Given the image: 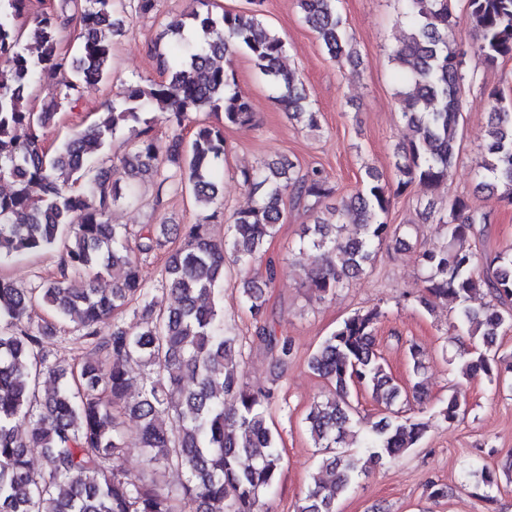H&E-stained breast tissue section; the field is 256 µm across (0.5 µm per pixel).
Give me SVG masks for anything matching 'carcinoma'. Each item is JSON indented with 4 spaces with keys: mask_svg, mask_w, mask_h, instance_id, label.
Returning <instances> with one entry per match:
<instances>
[{
    "mask_svg": "<svg viewBox=\"0 0 512 512\" xmlns=\"http://www.w3.org/2000/svg\"><path fill=\"white\" fill-rule=\"evenodd\" d=\"M71 13L30 15L31 0H0V263L45 251L57 256L56 272L30 288L0 276V512H269L266 495L282 466L277 434L269 424L271 388H250L236 373V338L224 324V275L243 271L239 294L255 333L277 365L288 361L292 343L276 335L266 318L267 289L279 271L268 244L283 223L284 195L310 212L313 223L300 237L311 263L305 283L320 298L333 296L363 274L382 242L399 238L387 222L394 198L414 182L435 187L448 180L461 147V87L474 78L465 72L454 47L457 20L452 0H404L412 29L391 54L402 115L414 136L395 155L396 181L367 172L368 181L336 204L320 209L335 193L322 170H294L291 161L264 162L239 170L252 206L233 215L224 235L213 234L206 215L196 224H145L131 232L109 222L118 204L139 200L129 179L157 177V196L178 176L194 204L203 210L224 206L217 177L224 166V129L253 119L249 97L237 89L233 71L216 59L230 47L244 50L277 92L292 117L319 127V113L296 72L283 65L284 40L262 19L263 0L246 10H224L215 0H194L191 24H168L173 38L156 53L164 79L126 86L100 121L74 131L51 150L43 130L56 124L62 102H77L84 85L103 81L112 63L113 42L104 31L120 33L125 0H68ZM304 23L323 42L328 55H356L336 0H299ZM474 31L472 49L493 66L512 57V0H465ZM80 28L77 53L59 51L67 26ZM45 72L67 74L63 101L38 106L32 86ZM492 121L487 156L478 164L480 185L512 205V111L501 96L488 95ZM159 107L160 114H153ZM167 126L162 139L155 123ZM195 131L185 139L186 123ZM126 132L127 149L107 153L109 140ZM487 214L472 211L455 196L436 218L443 241L420 243L418 260L426 272L415 295L426 311L439 302L457 306L449 328L468 336L473 347L460 353L465 380L484 377L500 383L504 360L497 340L512 330V245L494 256L464 246ZM354 224L356 238L341 230ZM164 253L158 288L143 283L140 267ZM265 265L259 278L254 264ZM112 288L98 287L102 277ZM161 291L177 306L155 300ZM490 297L476 309L479 292ZM75 323L79 340L96 355L72 365L49 359L47 344L56 326L35 320L38 306ZM136 322L126 324L124 315ZM384 312L358 310L346 318L311 354L308 367L333 388L332 396L311 405L305 423L322 457L328 479L313 477L297 512H335L365 460L382 461L414 447L426 424L387 417L362 436L366 456L338 450L357 424L351 390L362 387L386 406L402 389L376 353L375 332ZM112 321L106 336L100 323ZM417 381L412 396L422 400L421 351L407 347ZM147 370L135 383L131 368ZM51 391L40 395V387ZM465 411L460 392L448 394L439 415L452 422ZM135 427H127V421ZM137 448L143 467H123L128 449ZM40 450L36 470L30 454ZM182 475L172 488L167 472ZM482 499L494 500L496 471L473 473Z\"/></svg>",
    "mask_w": 512,
    "mask_h": 512,
    "instance_id": "carcinoma-1",
    "label": "carcinoma"
}]
</instances>
